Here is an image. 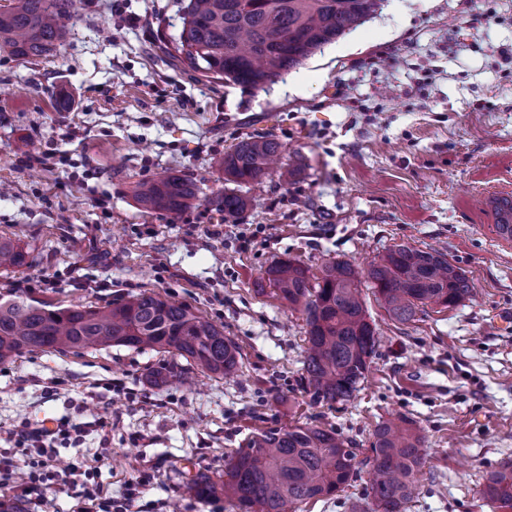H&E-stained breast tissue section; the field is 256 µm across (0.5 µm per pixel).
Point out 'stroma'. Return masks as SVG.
<instances>
[{"label":"stroma","instance_id":"35a3bbf8","mask_svg":"<svg viewBox=\"0 0 512 512\" xmlns=\"http://www.w3.org/2000/svg\"><path fill=\"white\" fill-rule=\"evenodd\" d=\"M178 7L127 0L140 17L130 26L112 0H79L53 54L24 62L0 50V238L30 261L0 271V294L67 305L158 292L223 326L239 375L156 387L148 373L166 358L155 351L32 353L0 364V428L62 417L73 400L84 422L110 409L100 482L113 499L144 475L140 512H236L223 495L189 494L188 479L220 477L253 433L311 421L355 441L356 471L336 499L298 512H369L373 431L400 416L426 450L406 512H496L481 488L512 464V240L496 233L493 210L512 197V0H384L261 89L172 59ZM269 133L283 160L299 159L297 177L235 185L250 205L225 219L208 202L225 187V152ZM48 148L61 162L22 163ZM165 171L201 188L177 215L133 198ZM398 244L442 248L473 297L401 323L363 289L381 334L368 381L335 408L312 404L304 322L260 288L261 272L281 258L314 273L337 258L363 267Z\"/></svg>","mask_w":512,"mask_h":512}]
</instances>
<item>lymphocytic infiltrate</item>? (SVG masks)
<instances>
[{
	"label": "lymphocytic infiltrate",
	"instance_id": "1",
	"mask_svg": "<svg viewBox=\"0 0 512 512\" xmlns=\"http://www.w3.org/2000/svg\"><path fill=\"white\" fill-rule=\"evenodd\" d=\"M110 420L109 413H102L94 426L62 419L48 427L29 420L0 433V440L23 449L24 460H15L11 454L0 455V486L12 489L16 494L30 496L57 485H69L76 490L73 512H133L140 489L146 477H139L130 484L121 500H112L103 492L95 468L75 460L64 467H56L57 445L80 444L89 431H104Z\"/></svg>",
	"mask_w": 512,
	"mask_h": 512
}]
</instances>
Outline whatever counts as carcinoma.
I'll list each match as a JSON object with an SVG mask.
<instances>
[{
    "label": "carcinoma",
    "instance_id": "obj_1",
    "mask_svg": "<svg viewBox=\"0 0 512 512\" xmlns=\"http://www.w3.org/2000/svg\"><path fill=\"white\" fill-rule=\"evenodd\" d=\"M381 0H186L175 59L191 69L238 85L260 88L298 67L317 50L351 31L380 8ZM77 0H8L0 6V48L19 60L49 55L66 39L65 21ZM284 152L274 136L245 137L224 154V180L258 182ZM195 181L177 174L139 182L134 196L147 211L181 213L196 199ZM210 203L235 219L247 198L231 191ZM497 233L512 240V198L497 200ZM28 251L0 241V269L28 265ZM263 280L306 326L301 386L315 405L348 401L361 389L378 344L361 285L371 283L391 317L409 322L421 307H451L473 295L471 279L443 251L397 245L362 271L351 261L326 263L320 274L293 259H278ZM115 345L180 357L203 375L228 378L241 353L224 326L182 302L140 293L104 306L54 305L21 295H0V363L34 352L79 353ZM184 380L178 364L151 373V383ZM369 496L373 512H405L424 464L423 436L405 419L377 425L371 444ZM354 443L332 426L296 423L253 435L227 461L224 476L198 472L187 490L205 501L224 494L240 512H288L312 499L330 500L349 484ZM499 512H512V466L489 472L481 490Z\"/></svg>",
    "mask_w": 512,
    "mask_h": 512
}]
</instances>
